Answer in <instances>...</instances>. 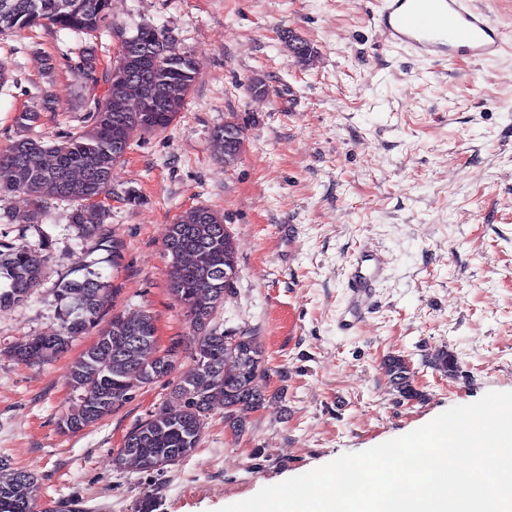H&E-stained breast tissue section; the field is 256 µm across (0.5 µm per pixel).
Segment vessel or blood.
Masks as SVG:
<instances>
[{
  "mask_svg": "<svg viewBox=\"0 0 512 512\" xmlns=\"http://www.w3.org/2000/svg\"><path fill=\"white\" fill-rule=\"evenodd\" d=\"M372 19L388 45L425 59L492 61L505 41L503 31L467 0H378ZM386 267V255L373 249L351 262L346 288L354 318L372 305Z\"/></svg>",
  "mask_w": 512,
  "mask_h": 512,
  "instance_id": "b4317fda",
  "label": "vessel or blood"
}]
</instances>
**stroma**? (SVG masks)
<instances>
[{
  "label": "stroma",
  "mask_w": 512,
  "mask_h": 512,
  "mask_svg": "<svg viewBox=\"0 0 512 512\" xmlns=\"http://www.w3.org/2000/svg\"><path fill=\"white\" fill-rule=\"evenodd\" d=\"M127 33L150 24L200 71L186 109L164 131L134 133L103 201L121 245L103 262L95 240H77L72 202L55 200L40 227L10 221L20 193L0 195V241L50 248L41 285L0 308V461L37 479V512L52 501L74 512H137L144 493L157 512H220L262 488L418 429L489 391H512V43L494 62L435 63L386 48L367 0H111ZM294 34L315 50L291 55ZM119 51L116 34L35 26L0 34L13 82L0 89V149L17 137L15 116L38 106L35 132L56 141L83 130ZM91 58L98 79L81 67ZM261 80L265 95L249 85ZM244 130L239 161L224 164L213 132L227 118ZM209 207L224 217L238 273L217 316L225 332L261 336L265 401L235 431L215 408L198 448L163 473L117 469L128 431L173 402L175 376L75 434L59 420L77 395L73 359L89 331L47 362L21 363L17 342L57 333L55 290L94 260L113 313L150 310L160 346L191 335L168 291V227ZM365 246L389 254L376 301L345 329V267ZM441 351L452 374L435 369ZM406 360L418 399L398 395L385 370Z\"/></svg>",
  "instance_id": "35a3bbf8"
}]
</instances>
